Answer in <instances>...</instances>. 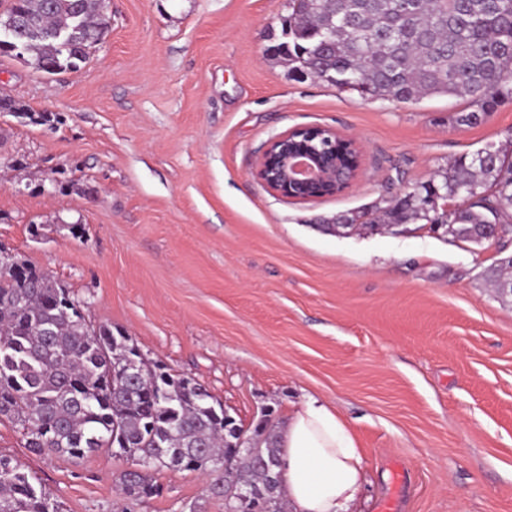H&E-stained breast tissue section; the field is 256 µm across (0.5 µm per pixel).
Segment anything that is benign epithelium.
<instances>
[{"label":"benign epithelium","instance_id":"7a95c632","mask_svg":"<svg viewBox=\"0 0 512 512\" xmlns=\"http://www.w3.org/2000/svg\"><path fill=\"white\" fill-rule=\"evenodd\" d=\"M360 142L326 126L292 128L272 137L256 163V176L269 190L296 200L298 190L315 189L321 197L349 190L360 178ZM500 225L483 224L469 232L481 243L495 240Z\"/></svg>","mask_w":512,"mask_h":512}]
</instances>
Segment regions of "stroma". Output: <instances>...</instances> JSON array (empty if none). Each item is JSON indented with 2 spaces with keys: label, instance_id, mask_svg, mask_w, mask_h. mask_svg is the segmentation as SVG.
Wrapping results in <instances>:
<instances>
[{
  "label": "stroma",
  "instance_id": "obj_1",
  "mask_svg": "<svg viewBox=\"0 0 512 512\" xmlns=\"http://www.w3.org/2000/svg\"><path fill=\"white\" fill-rule=\"evenodd\" d=\"M111 11L79 70L0 56V96L27 107L0 112V247L203 383L244 435L262 421L283 433L308 397L329 403L366 452L352 512H512V301L492 274L512 245L336 222L512 147V99L466 126V98L382 100L289 72L265 54L288 0ZM305 125L361 142L353 188L299 202L257 180L266 142ZM0 454L61 512H224L189 471H154L160 495L129 502L125 458L38 455L6 420Z\"/></svg>",
  "mask_w": 512,
  "mask_h": 512
}]
</instances>
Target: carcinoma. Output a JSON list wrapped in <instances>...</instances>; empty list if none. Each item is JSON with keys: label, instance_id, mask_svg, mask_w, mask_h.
<instances>
[{"label": "carcinoma", "instance_id": "carcinoma-1", "mask_svg": "<svg viewBox=\"0 0 512 512\" xmlns=\"http://www.w3.org/2000/svg\"><path fill=\"white\" fill-rule=\"evenodd\" d=\"M23 53L56 75L75 70L110 29L99 0H5ZM272 57L343 90L398 102L428 95L472 98L458 117L477 124L512 96V0H288ZM80 26H74L75 18ZM65 29L61 43L51 32ZM434 186L463 202L449 212L429 205L422 184L379 209L373 221L500 224L512 239V159L488 145L458 158ZM69 289L9 255L0 263V420L19 426L37 454L82 458L117 449L129 468L118 490L133 501L159 494L151 471L192 470L210 477L212 495L236 483L251 496L225 512H286L282 448L262 440L235 454L239 432L200 382L133 369L131 338L77 315ZM0 512H60L58 501L17 460L0 455Z\"/></svg>", "mask_w": 512, "mask_h": 512}]
</instances>
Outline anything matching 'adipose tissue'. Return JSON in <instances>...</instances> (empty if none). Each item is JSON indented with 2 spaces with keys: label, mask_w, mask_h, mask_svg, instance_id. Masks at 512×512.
I'll list each match as a JSON object with an SVG mask.
<instances>
[{
  "label": "adipose tissue",
  "mask_w": 512,
  "mask_h": 512,
  "mask_svg": "<svg viewBox=\"0 0 512 512\" xmlns=\"http://www.w3.org/2000/svg\"><path fill=\"white\" fill-rule=\"evenodd\" d=\"M284 489L294 512H349L367 460L336 410L308 398L284 433Z\"/></svg>",
  "instance_id": "adipose-tissue-1"
}]
</instances>
